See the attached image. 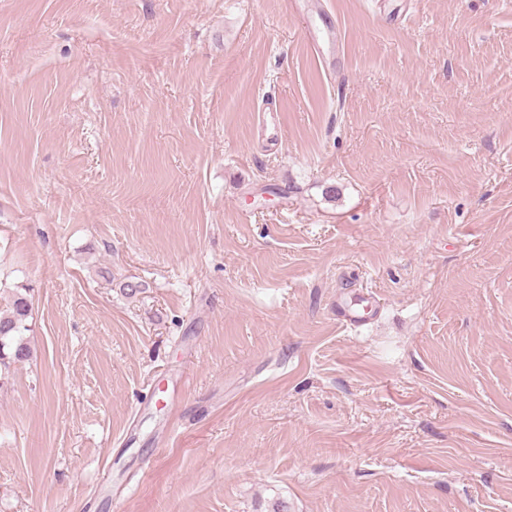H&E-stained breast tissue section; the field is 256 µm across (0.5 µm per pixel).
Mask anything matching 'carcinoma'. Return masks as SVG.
<instances>
[{"label": "carcinoma", "mask_w": 512, "mask_h": 512, "mask_svg": "<svg viewBox=\"0 0 512 512\" xmlns=\"http://www.w3.org/2000/svg\"><path fill=\"white\" fill-rule=\"evenodd\" d=\"M32 313L30 289L17 286L8 305L0 308V374L32 358V348L25 331Z\"/></svg>", "instance_id": "cac0c4a2"}]
</instances>
